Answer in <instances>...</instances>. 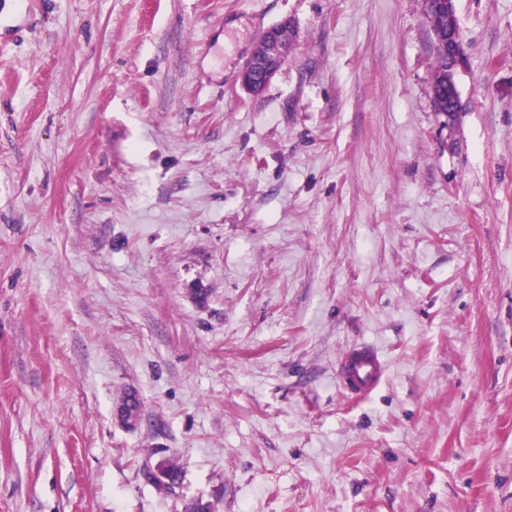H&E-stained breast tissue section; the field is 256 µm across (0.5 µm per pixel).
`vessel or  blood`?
<instances>
[{
	"instance_id": "b4317fda",
	"label": "vessel or blood",
	"mask_w": 512,
	"mask_h": 512,
	"mask_svg": "<svg viewBox=\"0 0 512 512\" xmlns=\"http://www.w3.org/2000/svg\"><path fill=\"white\" fill-rule=\"evenodd\" d=\"M386 367L387 362L375 345L354 344L346 349L340 359L337 382L352 398L363 399L380 388Z\"/></svg>"
}]
</instances>
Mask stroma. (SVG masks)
<instances>
[{
    "mask_svg": "<svg viewBox=\"0 0 512 512\" xmlns=\"http://www.w3.org/2000/svg\"><path fill=\"white\" fill-rule=\"evenodd\" d=\"M30 2L0 0V512H512V0H456L448 120L425 0ZM359 341L388 369L353 402ZM293 37L294 28L288 21H284L261 37L257 49L241 75L242 84L249 92L258 95L263 91L284 63L285 56L281 50L283 41ZM292 46L291 42L283 43L285 55ZM387 362L373 344L349 346L340 359L336 378L339 386L352 398L364 399L382 385Z\"/></svg>",
    "mask_w": 512,
    "mask_h": 512,
    "instance_id": "35a3bbf8",
    "label": "stroma"
}]
</instances>
